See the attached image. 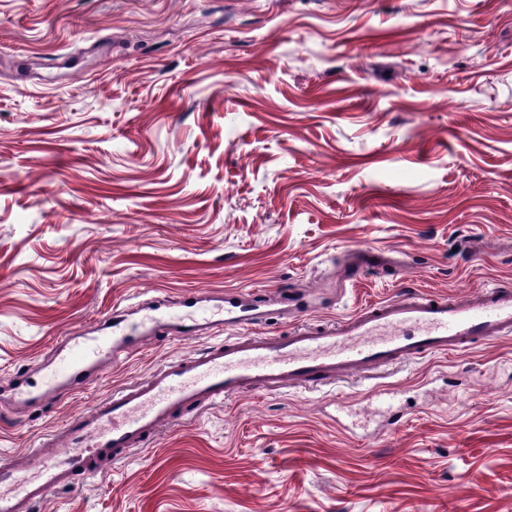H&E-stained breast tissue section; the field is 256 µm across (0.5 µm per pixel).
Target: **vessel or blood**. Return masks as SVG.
Segmentation results:
<instances>
[{
    "label": "vessel or blood",
    "mask_w": 512,
    "mask_h": 512,
    "mask_svg": "<svg viewBox=\"0 0 512 512\" xmlns=\"http://www.w3.org/2000/svg\"><path fill=\"white\" fill-rule=\"evenodd\" d=\"M385 265L372 250L358 252L351 279ZM195 323L178 310L145 315L134 326L104 336H65L39 392L13 385L15 407L73 396L118 352L145 342L189 336ZM512 330V287L476 290L433 300L413 290L366 305L338 324L294 327L287 336H231L223 344L183 356L68 418L47 442L57 454H14L0 462V512H31L49 493L100 472L103 461L122 460L158 427L179 424L184 411L199 412L246 389L310 388L367 374L423 355L459 352L475 340H495Z\"/></svg>",
    "instance_id": "1"
}]
</instances>
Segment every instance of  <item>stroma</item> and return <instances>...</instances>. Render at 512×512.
<instances>
[{
  "label": "stroma",
  "mask_w": 512,
  "mask_h": 512,
  "mask_svg": "<svg viewBox=\"0 0 512 512\" xmlns=\"http://www.w3.org/2000/svg\"><path fill=\"white\" fill-rule=\"evenodd\" d=\"M508 284L512 0H0V381L154 294L312 301L0 407V458L224 337ZM35 512H512V336L245 391ZM384 265L385 260L379 253L372 250L360 251L351 263L349 278L357 280L366 270L383 269Z\"/></svg>",
  "instance_id": "obj_1"
}]
</instances>
